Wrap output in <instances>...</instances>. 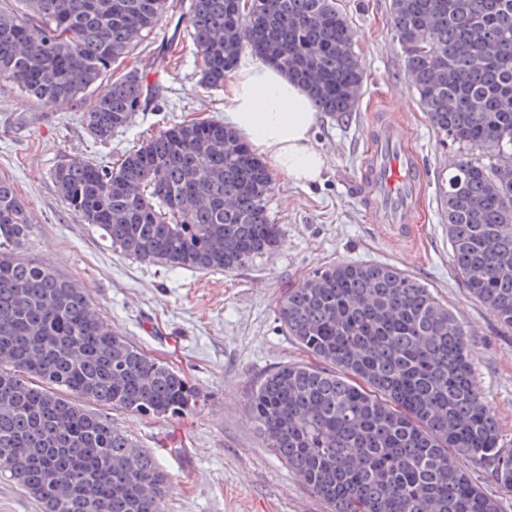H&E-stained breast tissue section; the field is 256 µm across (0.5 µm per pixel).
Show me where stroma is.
Listing matches in <instances>:
<instances>
[{"label":"stroma","mask_w":512,"mask_h":512,"mask_svg":"<svg viewBox=\"0 0 512 512\" xmlns=\"http://www.w3.org/2000/svg\"><path fill=\"white\" fill-rule=\"evenodd\" d=\"M356 32L364 83L356 112L322 114L314 134L327 167L319 182L295 186L274 176L267 198L282 242L272 255L229 272L173 269L115 251L100 230L71 211L53 179L73 158L116 165L143 141L193 118L223 121L224 89L202 80L201 59L185 23L163 19L114 76L145 74L154 93L110 140L95 138L87 104L58 108L27 98L0 80V179L23 200L31 234L26 256L84 288L112 331L179 371L200 394L196 410L152 418L105 412L137 448L155 455L172 478L164 512H331L267 448L250 416L262 377L309 356L283 331L278 301L319 267L337 262L389 263L406 269L458 312L474 349V372L512 448V332L470 298L454 276L440 184L456 158L422 112L391 30V0H336ZM397 98L406 108L412 145L426 181L412 242L393 240L370 223L361 167L375 105Z\"/></svg>","instance_id":"1"}]
</instances>
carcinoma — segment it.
<instances>
[{"label":"carcinoma","instance_id":"1","mask_svg":"<svg viewBox=\"0 0 512 512\" xmlns=\"http://www.w3.org/2000/svg\"><path fill=\"white\" fill-rule=\"evenodd\" d=\"M13 2L0 4V78L52 104L97 90L87 118L101 141L151 91L136 70L104 78L170 13L186 17L208 85L248 47L321 112L355 111L363 87L335 0ZM390 11L417 103L458 150L442 188L449 264L511 332L512 0H391ZM53 178L81 221L141 262L226 272L281 241L271 173L219 122L175 125L115 167L73 159ZM29 235L0 179V470L43 512H164L171 480L155 457L57 389L155 418L195 410L198 393L112 333L83 289L21 257ZM276 313L314 362L268 373L251 416L332 512H498L459 458L512 490V449L465 327L431 288L393 264L338 262L284 292Z\"/></svg>","mask_w":512,"mask_h":512}]
</instances>
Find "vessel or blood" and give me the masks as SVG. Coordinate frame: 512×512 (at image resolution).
Returning a JSON list of instances; mask_svg holds the SVG:
<instances>
[{
  "label": "vessel or blood",
  "instance_id": "b4317fda",
  "mask_svg": "<svg viewBox=\"0 0 512 512\" xmlns=\"http://www.w3.org/2000/svg\"><path fill=\"white\" fill-rule=\"evenodd\" d=\"M401 109V103L391 100L385 112L374 117L361 178L372 222L384 225L396 237L406 238L418 222L417 203L425 176L412 147L409 126L400 116Z\"/></svg>",
  "mask_w": 512,
  "mask_h": 512
}]
</instances>
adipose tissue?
<instances>
[{
  "label": "adipose tissue",
  "mask_w": 512,
  "mask_h": 512,
  "mask_svg": "<svg viewBox=\"0 0 512 512\" xmlns=\"http://www.w3.org/2000/svg\"><path fill=\"white\" fill-rule=\"evenodd\" d=\"M319 120L301 83L255 56L239 57L224 86V121L255 156L293 184L319 181L326 167L313 140Z\"/></svg>",
  "instance_id": "adipose-tissue-1"
}]
</instances>
